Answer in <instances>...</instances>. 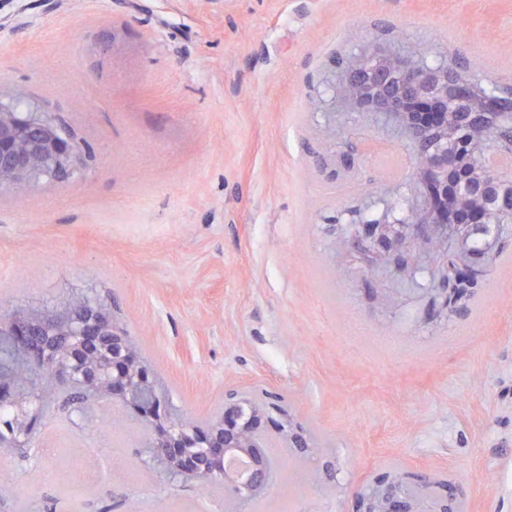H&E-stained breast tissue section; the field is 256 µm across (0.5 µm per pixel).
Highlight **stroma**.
I'll list each match as a JSON object with an SVG mask.
<instances>
[{
	"mask_svg": "<svg viewBox=\"0 0 512 512\" xmlns=\"http://www.w3.org/2000/svg\"><path fill=\"white\" fill-rule=\"evenodd\" d=\"M371 40L512 89V0H0V103L55 116L84 162L0 188V309L97 298L202 424L228 390L273 394L317 451L246 512H350L380 469L512 512V225L446 315L431 270L364 267L354 227L414 196L412 143L335 88ZM147 440L121 406L55 405L0 457V512L223 503Z\"/></svg>",
	"mask_w": 512,
	"mask_h": 512,
	"instance_id": "35a3bbf8",
	"label": "stroma"
}]
</instances>
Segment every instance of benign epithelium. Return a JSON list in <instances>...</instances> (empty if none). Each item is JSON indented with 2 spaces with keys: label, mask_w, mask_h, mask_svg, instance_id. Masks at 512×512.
Segmentation results:
<instances>
[{
  "label": "benign epithelium",
  "mask_w": 512,
  "mask_h": 512,
  "mask_svg": "<svg viewBox=\"0 0 512 512\" xmlns=\"http://www.w3.org/2000/svg\"><path fill=\"white\" fill-rule=\"evenodd\" d=\"M420 48L402 56L374 42L343 66L340 91L351 106L381 112L416 148L413 178L421 203L403 220L388 215L357 225L363 262L370 271L387 267L410 279L429 243L443 256V305L453 308L465 293L475 268L457 263L448 252V237L467 247L472 231L512 222V178L494 171L492 157L499 139L488 132L499 126V115L512 112V99L492 97L465 76L446 67H422ZM83 162L39 114L19 119L0 105V186L24 189L41 176L69 179ZM10 336L12 354L21 366H32L46 355L44 337L60 338L52 385L82 387L89 408L112 400L155 425L150 448L169 475L206 483L219 477L224 484L225 512H243L261 497L272 481L275 465L265 458L256 433L266 425L280 431L283 442L310 453L315 446L300 432L288 433L270 416L267 405L246 397L229 398L224 412L200 428L189 442L170 425V413L159 384L138 352L120 332L103 304L79 298L63 310L29 315L19 310L0 315V334ZM43 383H19L11 372H0V401L15 408L13 431L1 454L24 443L34 425L31 407L45 398ZM428 483L430 512H459L461 492L448 481L405 471H380L356 492L354 512H424V502L403 488Z\"/></svg>",
  "instance_id": "1"
}]
</instances>
